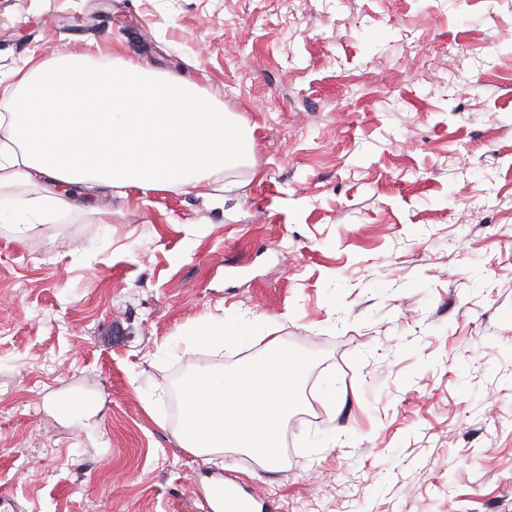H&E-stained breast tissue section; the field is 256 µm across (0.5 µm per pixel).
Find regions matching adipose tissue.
Wrapping results in <instances>:
<instances>
[{"label":"adipose tissue","instance_id":"1","mask_svg":"<svg viewBox=\"0 0 512 512\" xmlns=\"http://www.w3.org/2000/svg\"><path fill=\"white\" fill-rule=\"evenodd\" d=\"M0 113V223L85 214L72 189L196 187L245 164L248 128L190 78L75 52L19 69Z\"/></svg>","mask_w":512,"mask_h":512}]
</instances>
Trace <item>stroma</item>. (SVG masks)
Wrapping results in <instances>:
<instances>
[{"label":"stroma","instance_id":"stroma-1","mask_svg":"<svg viewBox=\"0 0 512 512\" xmlns=\"http://www.w3.org/2000/svg\"><path fill=\"white\" fill-rule=\"evenodd\" d=\"M70 49L196 78L253 159L0 224L16 512H211L215 477L254 512H512V0H0V87ZM274 340L317 357L278 468L181 448L177 381Z\"/></svg>","mask_w":512,"mask_h":512}]
</instances>
